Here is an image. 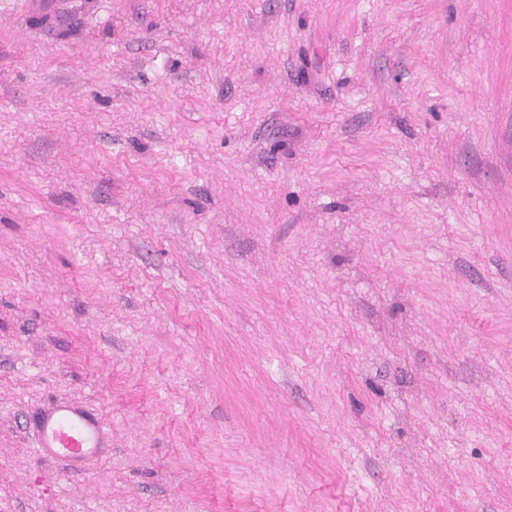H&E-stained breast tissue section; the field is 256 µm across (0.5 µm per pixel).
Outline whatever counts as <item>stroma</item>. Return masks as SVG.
<instances>
[{
	"label": "stroma",
	"instance_id": "35a3bbf8",
	"mask_svg": "<svg viewBox=\"0 0 512 512\" xmlns=\"http://www.w3.org/2000/svg\"><path fill=\"white\" fill-rule=\"evenodd\" d=\"M0 512H512V0H0ZM35 453L62 460H80L98 453L104 422L88 407L55 403L34 424Z\"/></svg>",
	"mask_w": 512,
	"mask_h": 512
}]
</instances>
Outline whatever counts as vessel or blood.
Returning <instances> with one entry per match:
<instances>
[{
  "label": "vessel or blood",
  "mask_w": 512,
  "mask_h": 512,
  "mask_svg": "<svg viewBox=\"0 0 512 512\" xmlns=\"http://www.w3.org/2000/svg\"><path fill=\"white\" fill-rule=\"evenodd\" d=\"M34 429L35 453L76 461L98 453L104 422L93 409L56 403L37 416Z\"/></svg>",
  "instance_id": "1"
}]
</instances>
